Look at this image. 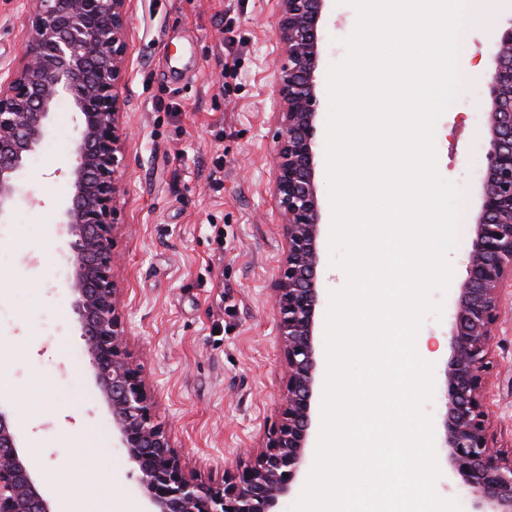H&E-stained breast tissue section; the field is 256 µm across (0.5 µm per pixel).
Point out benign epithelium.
<instances>
[{
	"label": "benign epithelium",
	"mask_w": 512,
	"mask_h": 512,
	"mask_svg": "<svg viewBox=\"0 0 512 512\" xmlns=\"http://www.w3.org/2000/svg\"><path fill=\"white\" fill-rule=\"evenodd\" d=\"M127 0H24L28 34L21 61L0 69V223L22 193L28 158L45 143L55 112L76 114L79 135L63 172L62 211L72 270L68 288L112 429L134 464L148 512H274L308 463L315 395L321 290L322 201L316 181L321 25L327 0H279L276 35L281 131L273 191L284 218V251L273 284L286 386L275 435L222 485L189 480L171 436L153 411L142 370L129 357L116 312L113 203L119 192L118 83L126 55ZM490 106L479 206L467 277L459 288L444 372L443 443L473 512H512V450L491 446L488 408L493 336L512 288V18L488 74ZM0 512H54L26 467L0 406Z\"/></svg>",
	"instance_id": "obj_1"
}]
</instances>
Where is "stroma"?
I'll use <instances>...</instances> for the list:
<instances>
[{"mask_svg": "<svg viewBox=\"0 0 512 512\" xmlns=\"http://www.w3.org/2000/svg\"><path fill=\"white\" fill-rule=\"evenodd\" d=\"M278 0H128L127 55L117 155L114 253L117 311L154 410L189 479L223 483L249 463L277 425L285 389L272 284L281 265L282 217L272 187L279 131ZM492 28L470 24L463 54L490 63L508 26L490 0ZM356 18L330 0L320 77L346 55ZM21 0H0V65L25 50ZM486 72L465 70L463 90L438 120V171L460 193L463 219L451 256L442 320L421 335L443 384L458 288L467 277L469 216L479 203ZM78 137L60 107L45 145L26 163L27 192L0 223V406L22 437L29 470L54 469L67 491L95 472L113 512L144 498L84 358L67 288L57 171ZM496 328L490 415L494 444L512 448V301Z\"/></svg>", "mask_w": 512, "mask_h": 512, "instance_id": "obj_1", "label": "stroma"}]
</instances>
